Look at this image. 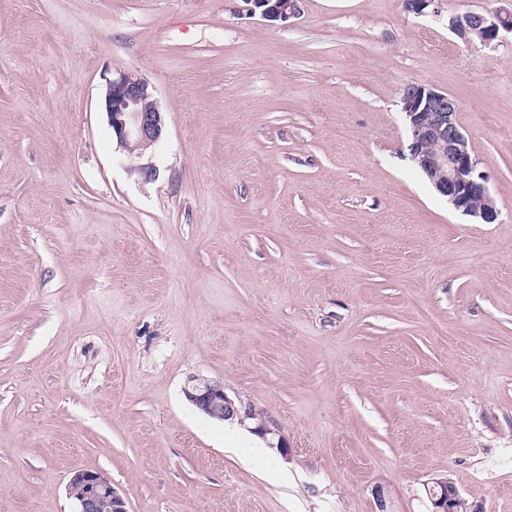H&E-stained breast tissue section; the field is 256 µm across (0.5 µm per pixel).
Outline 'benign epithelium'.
<instances>
[{
	"label": "benign epithelium",
	"mask_w": 512,
	"mask_h": 512,
	"mask_svg": "<svg viewBox=\"0 0 512 512\" xmlns=\"http://www.w3.org/2000/svg\"><path fill=\"white\" fill-rule=\"evenodd\" d=\"M246 15L269 22H286L299 13L300 0H242ZM448 31L464 43L477 41L484 46L499 43L503 34H512V7L486 13L448 16ZM403 111L409 127L408 151L411 162L428 179L435 191L453 208L480 224L498 219L488 188V175L479 168L468 138L462 132L457 114L459 102L425 83H410L402 92ZM100 107L106 114L112 139L125 153L127 170L149 181L156 169L148 153L166 135L164 112L155 97V88L134 71L121 72L106 80ZM187 399L204 415L218 421L243 425L255 421L254 431L270 433L254 410L237 404L224 392V384L192 377L184 388ZM70 493L77 512H126L125 500L104 474L79 470L70 480ZM434 512H452L451 502L458 494L448 480L434 481L428 489Z\"/></svg>",
	"instance_id": "7a95c632"
}]
</instances>
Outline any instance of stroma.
Masks as SVG:
<instances>
[{"label": "stroma", "instance_id": "35a3bbf8", "mask_svg": "<svg viewBox=\"0 0 512 512\" xmlns=\"http://www.w3.org/2000/svg\"><path fill=\"white\" fill-rule=\"evenodd\" d=\"M505 0H0V512H512V40ZM132 70L167 124L130 174L98 102ZM455 97L499 211L408 159L405 85ZM223 382L262 436L200 413ZM301 0H242L246 15L269 22H287L299 13ZM448 30L464 43L478 41L484 46L497 44L504 33L512 35V7L449 16ZM184 392L187 399L208 418L218 421L236 420L240 425L257 420V425L251 429L262 436L269 433V429L250 406L236 404L227 396L224 384L220 381L191 377ZM70 493L76 500V512H127L112 481L98 471H77L70 480ZM434 485L428 488L434 511L433 512H452L451 502L459 493L457 488L448 487V479H436Z\"/></svg>", "mask_w": 512, "mask_h": 512}]
</instances>
